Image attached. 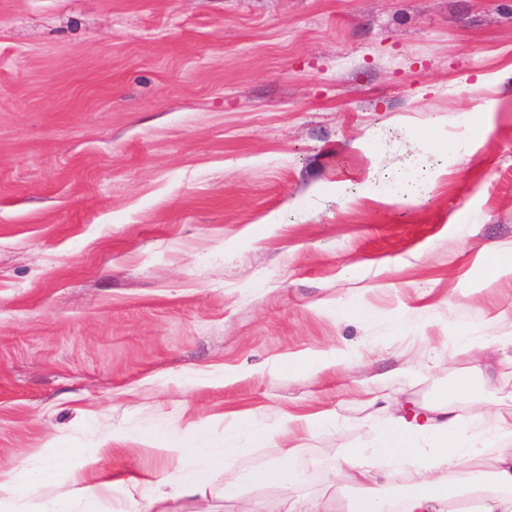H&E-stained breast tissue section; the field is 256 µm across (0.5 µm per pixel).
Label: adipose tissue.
<instances>
[{"instance_id": "ef3b65f1", "label": "adipose tissue", "mask_w": 512, "mask_h": 512, "mask_svg": "<svg viewBox=\"0 0 512 512\" xmlns=\"http://www.w3.org/2000/svg\"><path fill=\"white\" fill-rule=\"evenodd\" d=\"M490 336L460 334L457 350L480 359L512 344V324L496 318ZM484 385L460 381L449 391L432 397L421 408L401 410L390 416L380 439L368 448L344 449L340 467L357 485L358 495L346 512H512V420H500L491 430L477 434L460 419L456 403L475 399L493 400ZM243 422L233 423L220 448H177L188 467L175 469L142 494L134 512H170L169 502L202 494L203 486L220 460L235 453L238 433L248 431ZM498 446L492 472L471 467L470 459L481 447ZM415 469V489L401 497L390 495L385 482L394 468ZM284 460H276L253 473L260 488L282 491L284 512H322L314 499L293 496Z\"/></svg>"}]
</instances>
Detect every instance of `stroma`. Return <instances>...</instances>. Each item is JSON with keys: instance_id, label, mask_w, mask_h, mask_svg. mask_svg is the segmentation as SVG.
I'll use <instances>...</instances> for the list:
<instances>
[{"instance_id": "1", "label": "stroma", "mask_w": 512, "mask_h": 512, "mask_svg": "<svg viewBox=\"0 0 512 512\" xmlns=\"http://www.w3.org/2000/svg\"><path fill=\"white\" fill-rule=\"evenodd\" d=\"M377 138L371 179L416 163L424 203L346 187ZM509 248L512 0H0V466L106 448L115 483L58 479L36 512H127L167 448L240 419H336L288 462L333 500L355 493L325 481L337 450L373 443L390 399L489 378L499 403L460 412L494 427L512 344L453 343L512 316ZM277 456L258 436L228 466L247 493ZM512 320L509 317L506 323L502 316L497 317L493 323V329L496 336H467L462 332L456 339V348L460 352L469 354L473 359L480 358L495 353L500 346L506 343L512 344ZM98 461L94 460L89 463L92 472L89 474L79 472L73 475L71 479L73 484L80 486L79 490L82 494L92 498L107 494L114 485L113 482L103 480L101 474L97 473L96 465Z\"/></svg>"}]
</instances>
